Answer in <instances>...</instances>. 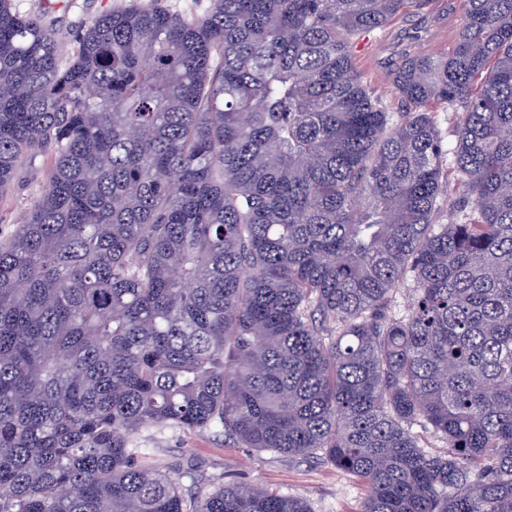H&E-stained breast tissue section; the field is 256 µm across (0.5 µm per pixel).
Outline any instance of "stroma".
<instances>
[{
  "label": "stroma",
  "instance_id": "obj_1",
  "mask_svg": "<svg viewBox=\"0 0 512 512\" xmlns=\"http://www.w3.org/2000/svg\"><path fill=\"white\" fill-rule=\"evenodd\" d=\"M150 0H13V8L34 15L53 29L64 55H71L85 23L109 10ZM460 13H449L448 0H428L420 17L404 12L388 25L356 37L353 61L375 96L391 100L392 73L402 49L444 55L452 48ZM50 162L36 158L0 195V229L20 224L45 182ZM140 463L173 468L185 495L234 482L304 500L311 512H361L366 488L324 458H303L240 448L220 429L192 431L162 427L134 435Z\"/></svg>",
  "mask_w": 512,
  "mask_h": 512
}]
</instances>
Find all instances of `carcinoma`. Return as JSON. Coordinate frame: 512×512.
Wrapping results in <instances>:
<instances>
[{
	"instance_id": "obj_1",
	"label": "carcinoma",
	"mask_w": 512,
	"mask_h": 512,
	"mask_svg": "<svg viewBox=\"0 0 512 512\" xmlns=\"http://www.w3.org/2000/svg\"><path fill=\"white\" fill-rule=\"evenodd\" d=\"M423 2H153L64 63L0 0V194L52 153L0 236V512H310L185 499L130 447L159 426L320 453L363 512H512V0L401 53L390 125L353 40ZM169 12L181 17H203L213 8L214 0H161ZM445 105H436L429 108V112H434L433 116L437 127L441 133L442 139L445 145H448V149L454 147L455 136H454V116L451 109L444 107Z\"/></svg>"
}]
</instances>
